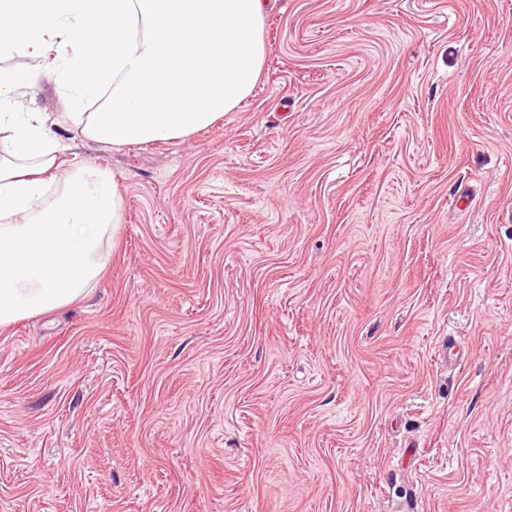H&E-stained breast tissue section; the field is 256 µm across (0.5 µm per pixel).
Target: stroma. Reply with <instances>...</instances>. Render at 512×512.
I'll return each mask as SVG.
<instances>
[{
    "label": "stroma",
    "instance_id": "obj_1",
    "mask_svg": "<svg viewBox=\"0 0 512 512\" xmlns=\"http://www.w3.org/2000/svg\"><path fill=\"white\" fill-rule=\"evenodd\" d=\"M264 29L185 143L27 90L125 213L85 299L0 328V512H512V0Z\"/></svg>",
    "mask_w": 512,
    "mask_h": 512
}]
</instances>
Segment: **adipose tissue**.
<instances>
[{
	"instance_id": "ef3b65f1",
	"label": "adipose tissue",
	"mask_w": 512,
	"mask_h": 512,
	"mask_svg": "<svg viewBox=\"0 0 512 512\" xmlns=\"http://www.w3.org/2000/svg\"><path fill=\"white\" fill-rule=\"evenodd\" d=\"M267 0H0V58H48L69 118L121 145L188 141L247 99L263 72ZM0 69V328L92 289L123 222L114 174L64 173L66 149ZM95 101L96 111H85Z\"/></svg>"
}]
</instances>
